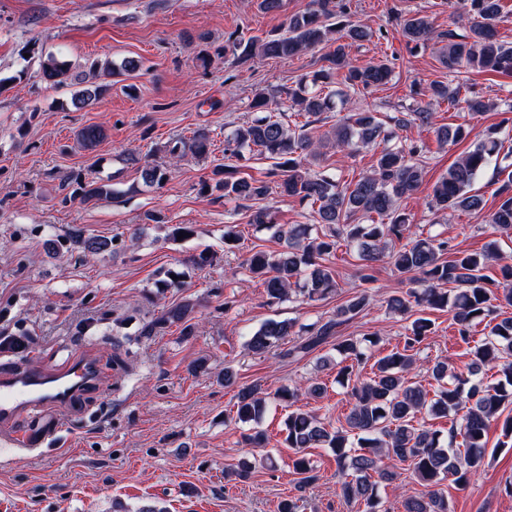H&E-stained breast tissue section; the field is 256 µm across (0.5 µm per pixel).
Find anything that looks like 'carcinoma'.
<instances>
[{"label":"carcinoma","mask_w":512,"mask_h":512,"mask_svg":"<svg viewBox=\"0 0 512 512\" xmlns=\"http://www.w3.org/2000/svg\"><path fill=\"white\" fill-rule=\"evenodd\" d=\"M457 4L458 19L468 27V35L460 36L452 29L438 32L429 15L416 12L401 24L406 44L417 48L437 40L441 43L439 61L455 77L464 70L512 76V43L501 41L497 30L501 0H457ZM372 37L371 30L351 21L346 0H312V7L288 16L284 32L246 41L235 39L224 46V52L243 60L292 57L322 44L332 47L323 57L325 65L287 91L290 108L301 115H320L331 109L335 96L344 95L349 101L352 95L391 80L392 67L387 61L363 67L349 62V44ZM40 67L41 77L52 85L80 86L72 101L81 108L108 91V85L96 82L97 70L113 76L128 75L140 68V61L130 57L115 66L109 61L102 65L94 61L88 71L74 73L71 64L50 56ZM463 88L462 82L452 89L435 80L418 86L415 94L446 101L468 112L491 109L492 104L480 97L461 94ZM251 108L254 117L224 137V157L240 160L245 152L255 151L274 160L270 176L276 178L278 194L310 207L314 220L312 224H290L285 229L276 224L269 207L252 210L249 223L257 229L275 230V236L283 241L281 250H259L246 260V270L262 281L268 299L275 302L295 293L318 300L337 292L340 285L328 261L342 245L356 252L361 261L363 283L375 281L374 266L386 259L395 272L411 276L418 287L387 299L389 312L409 315L413 321L403 348L379 358L372 366V376H361V367L368 360L367 350L380 342L378 333L336 343V382L347 388L350 405L340 427L330 430L316 413L297 406L300 393L296 386L281 387L272 394L259 384L239 387L235 421L259 424L271 399L289 409L284 444L292 450L291 464L299 475L300 490L318 480L304 451L329 448L336 456L340 497L364 504L366 512H377L379 485L396 476L384 466L385 459L408 464L413 477L425 487L424 492L405 498L404 512H450L448 498L438 486L448 480L464 489L480 473L487 458L488 429L512 405V317L499 322L493 318L497 308L512 307V263L497 240L488 241L479 252L453 251L448 241L437 235L412 231L413 218L400 202L419 191L425 150L413 142H394V129L412 125L432 129L442 148L463 140L465 129L459 125L435 126L434 113L426 103L382 118L377 112H350L317 138L308 130L307 122L296 129L283 122L276 114V96L263 89L254 93ZM510 135L512 128L502 123L489 127L434 183L430 208L443 213H481L483 199L472 192L471 186L482 170L498 160L503 141ZM77 138L85 148L92 149L105 138V131L89 125L79 131ZM379 141L383 148L371 171L354 183L320 170L326 148H342L354 156ZM210 147L209 133L202 129L187 141H171L164 152L178 161L187 152L205 157ZM144 177L161 186L168 180L169 170L163 164L148 165ZM203 188L245 204L262 201L271 192L270 182L240 176L236 165L214 170L213 178ZM78 194L82 201L89 202L109 199L114 190L104 180L92 179L80 184ZM497 196L498 206L483 216V222L508 234L512 232V173L499 186ZM395 242L400 246H393ZM72 244L90 254L103 252L108 246L105 239L80 233L60 242L67 249ZM493 262L500 265V281L483 274ZM369 306L367 290L353 293L329 319L307 325L310 336L287 355L321 345ZM427 310L449 311L459 338L473 343L470 362L462 370L451 369L442 360L433 362L429 372L437 388L432 393L408 379L417 365L413 351L436 333L435 322L425 316ZM190 313L187 304L171 307L160 319L145 324L141 334L150 336L163 323H182L183 334L191 336ZM481 325L486 332L476 340ZM293 328L290 321L270 319L248 337L245 346L254 355H267ZM494 368L501 378L495 383L484 382V373ZM450 416L460 417V422H451L446 439L426 426L427 418ZM458 436L462 437V451L457 449Z\"/></svg>","instance_id":"1"}]
</instances>
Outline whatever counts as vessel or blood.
I'll return each instance as SVG.
<instances>
[{
	"label": "vessel or blood",
	"instance_id": "1",
	"mask_svg": "<svg viewBox=\"0 0 512 512\" xmlns=\"http://www.w3.org/2000/svg\"><path fill=\"white\" fill-rule=\"evenodd\" d=\"M101 372L86 356L73 358L63 368L48 372L30 365L0 375V425L6 426V443L18 449L42 447L62 427L58 409H75L79 400L98 387ZM37 418L36 428L18 427L24 417Z\"/></svg>",
	"mask_w": 512,
	"mask_h": 512
}]
</instances>
